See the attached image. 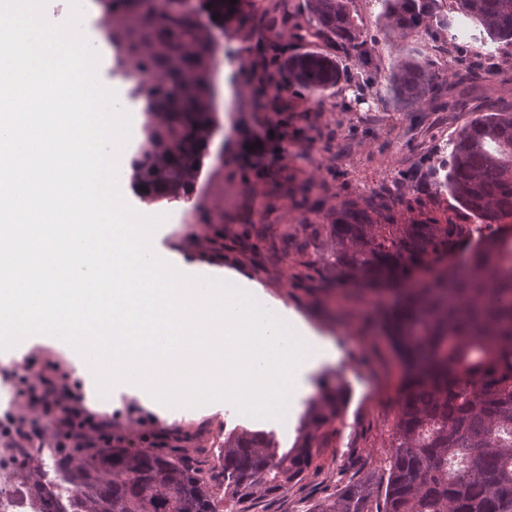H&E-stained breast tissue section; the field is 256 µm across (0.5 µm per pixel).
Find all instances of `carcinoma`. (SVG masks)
Instances as JSON below:
<instances>
[{
  "label": "carcinoma",
  "instance_id": "obj_1",
  "mask_svg": "<svg viewBox=\"0 0 512 512\" xmlns=\"http://www.w3.org/2000/svg\"><path fill=\"white\" fill-rule=\"evenodd\" d=\"M306 32L358 50L363 60L393 37L423 32L448 35V14L487 37L494 54L512 47V0H374L382 38L363 37L356 0H305ZM112 47L134 73L152 82L143 141L132 162L134 185L145 199L189 197L202 157L218 126L211 80L210 25L191 0H104ZM154 31L131 38L127 16ZM287 79L310 95L336 87L348 69L334 56L306 52L281 65ZM386 90L403 108L440 94L430 62L405 56L386 76ZM433 163L436 184L485 225L472 242L465 224H397V200L347 201L329 225L334 248L325 262L336 285L392 290L399 304L388 317L392 341L406 368L399 388L383 504H373L367 481L349 482L306 512H512V265L502 261V239L512 229V109L473 119ZM497 228H492V225ZM436 268L432 283L414 278ZM336 391L308 403L291 448L273 435L237 426L224 434L219 477L182 458L148 449H54L59 482L73 498L59 501L43 488L32 461L19 479L41 512H238L257 494H277L312 464L325 435L340 418ZM224 488V496L217 488Z\"/></svg>",
  "mask_w": 512,
  "mask_h": 512
}]
</instances>
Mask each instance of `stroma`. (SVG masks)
<instances>
[{"label": "stroma", "mask_w": 512, "mask_h": 512, "mask_svg": "<svg viewBox=\"0 0 512 512\" xmlns=\"http://www.w3.org/2000/svg\"><path fill=\"white\" fill-rule=\"evenodd\" d=\"M305 0H237L224 15V48L230 54L322 52L348 68L358 66L354 51L324 39H299ZM83 34L96 42L100 83L124 99L131 115L130 148H137L144 117L132 90L136 80L113 50L103 18L82 0ZM411 55L442 63L444 47L421 33L396 37L392 50L362 65L359 90L339 83L319 97L289 84L277 66L233 68L223 77L233 92L219 115L215 135L223 162L201 169L189 202L145 203L138 191L127 203L147 216L165 215L153 235L163 260L229 269L257 283L273 300L296 313L327 344L333 356L311 364L302 378V395L287 420L255 419L233 405H203L182 415L166 414L142 403L124 386L114 387L93 414H111L112 434L128 448H139L141 431L162 429L166 450L207 469L214 465L224 433L243 425L274 433L281 447L292 446L308 402L323 383L339 386L346 399L335 431L298 483L271 496L254 497L240 512H306L335 492L337 480H369L376 495L385 492L386 457L398 409L403 368L387 331L394 292L375 294L334 285L324 268L332 250L329 225L341 203L371 194L402 198L400 223L435 218L469 223L447 193L437 192L430 160L476 116L512 108V54L498 55L492 73L474 77L465 94H439L400 110L385 90L397 58ZM287 119L288 156L261 172L240 157L242 140L263 123ZM318 151H311V144ZM36 363L62 390L63 404L85 396L77 360L50 341L0 352V378L15 366Z\"/></svg>", "instance_id": "stroma-1"}]
</instances>
